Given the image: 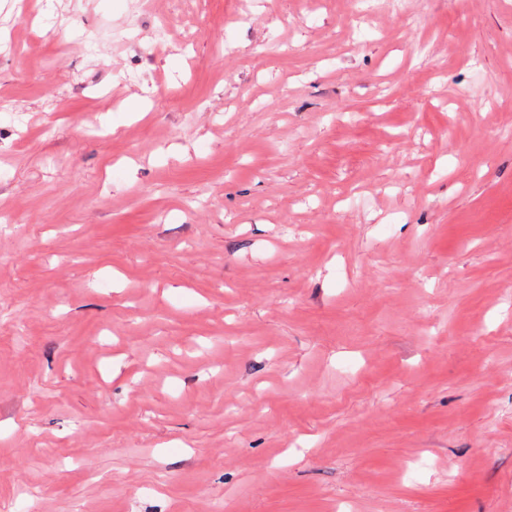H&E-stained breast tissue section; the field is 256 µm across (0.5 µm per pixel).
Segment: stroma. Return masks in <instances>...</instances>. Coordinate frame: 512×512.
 <instances>
[{"instance_id": "obj_1", "label": "stroma", "mask_w": 512, "mask_h": 512, "mask_svg": "<svg viewBox=\"0 0 512 512\" xmlns=\"http://www.w3.org/2000/svg\"><path fill=\"white\" fill-rule=\"evenodd\" d=\"M0 0V512H512V0Z\"/></svg>"}]
</instances>
